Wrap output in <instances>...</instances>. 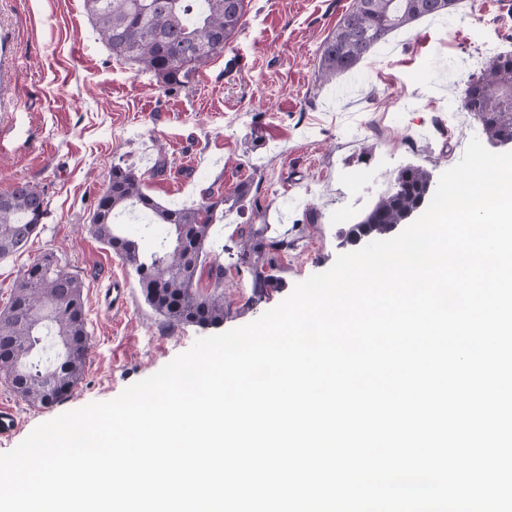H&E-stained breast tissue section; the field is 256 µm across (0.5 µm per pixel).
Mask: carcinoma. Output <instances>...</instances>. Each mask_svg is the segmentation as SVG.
<instances>
[{
  "label": "carcinoma",
  "instance_id": "obj_1",
  "mask_svg": "<svg viewBox=\"0 0 512 512\" xmlns=\"http://www.w3.org/2000/svg\"><path fill=\"white\" fill-rule=\"evenodd\" d=\"M88 18L112 57L153 73L160 86L180 88L212 59L224 54L240 33L248 0H83ZM416 0H352L334 32L320 44L318 68L327 82L352 72L371 50L394 31L415 21L448 13L460 0L419 10ZM361 39L353 42V31ZM488 64L467 84L462 106L477 116L489 141L512 139V57ZM160 156L148 171L112 166L106 190L96 200L87 229L90 235L134 272L144 302L170 328H217L224 324V265L207 262L213 224L224 219L222 195L170 208L146 190V177L166 168ZM398 189L383 194L352 224V234L373 225L377 239L403 223L431 181L429 172L407 166L394 175ZM140 215L149 224L168 226L169 237L151 250L120 231L117 216ZM48 214L44 192L19 182L0 194V260L26 248ZM242 257L248 260L254 295L265 296L280 285L277 254L285 241H268L260 230L240 233ZM211 291H199L202 271ZM91 334L80 279L60 267L52 252L24 269L0 311V372L11 389L33 407L67 397L85 375Z\"/></svg>",
  "mask_w": 512,
  "mask_h": 512
}]
</instances>
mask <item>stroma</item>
Returning <instances> with one entry per match:
<instances>
[{"instance_id": "stroma-1", "label": "stroma", "mask_w": 512, "mask_h": 512, "mask_svg": "<svg viewBox=\"0 0 512 512\" xmlns=\"http://www.w3.org/2000/svg\"><path fill=\"white\" fill-rule=\"evenodd\" d=\"M352 0H249L230 50L164 89L113 59L92 28L83 0H0V193L20 181L43 190L49 214L26 250L0 260V308L24 266L54 252L81 279L91 347L81 383L61 402L32 407L0 375V405L20 426L0 453L62 413L117 397L204 337V329L164 328L122 261L86 226L111 168L146 171L166 156L147 191L162 204L191 206L208 194L252 192L225 210L211 259L223 264L224 330L258 319L294 286L350 252L344 234L401 167L440 175L458 162L459 125L482 137L470 113L446 100L462 94L494 56L512 52V8L505 0H460L450 15L393 32L357 76L317 78V50ZM351 86L349 99L336 96ZM412 135L416 149L401 146ZM254 225L278 254L282 287L253 295L237 229ZM125 282L127 305L104 296Z\"/></svg>"}]
</instances>
